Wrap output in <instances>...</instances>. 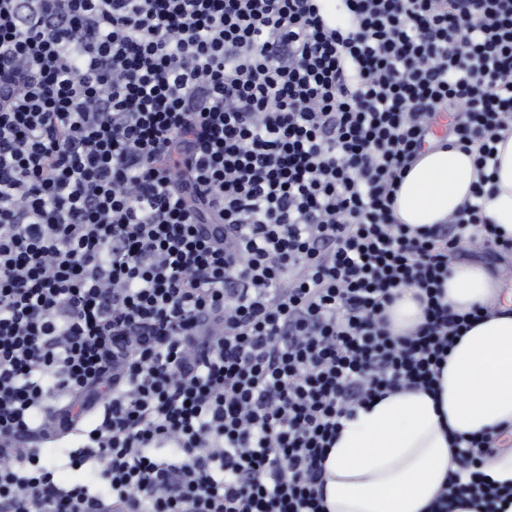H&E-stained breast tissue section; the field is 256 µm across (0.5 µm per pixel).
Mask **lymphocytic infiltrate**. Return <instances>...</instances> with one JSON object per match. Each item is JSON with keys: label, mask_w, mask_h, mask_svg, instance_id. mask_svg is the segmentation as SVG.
I'll return each mask as SVG.
<instances>
[{"label": "lymphocytic infiltrate", "mask_w": 512, "mask_h": 512, "mask_svg": "<svg viewBox=\"0 0 512 512\" xmlns=\"http://www.w3.org/2000/svg\"><path fill=\"white\" fill-rule=\"evenodd\" d=\"M509 130L512 0H0V512H324L343 420L468 326L442 282ZM440 136L472 200L396 223ZM491 440L432 512L512 497ZM419 294L418 288H403L394 303L388 308L395 334L408 333L422 322L423 305L418 299ZM482 470L497 483H512V449L497 451L483 458Z\"/></svg>", "instance_id": "lymphocytic-infiltrate-1"}]
</instances>
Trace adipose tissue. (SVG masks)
I'll list each match as a JSON object with an SVG mask.
<instances>
[{
  "instance_id": "1",
  "label": "adipose tissue",
  "mask_w": 512,
  "mask_h": 512,
  "mask_svg": "<svg viewBox=\"0 0 512 512\" xmlns=\"http://www.w3.org/2000/svg\"><path fill=\"white\" fill-rule=\"evenodd\" d=\"M487 223L512 239V132L496 145ZM475 155L454 143L424 150L393 206L399 223L443 224L471 198ZM443 301L482 316L449 350L436 393L400 389L342 423L323 463L325 512H427L449 472L460 471L455 437H512V294L482 265L452 262Z\"/></svg>"
}]
</instances>
